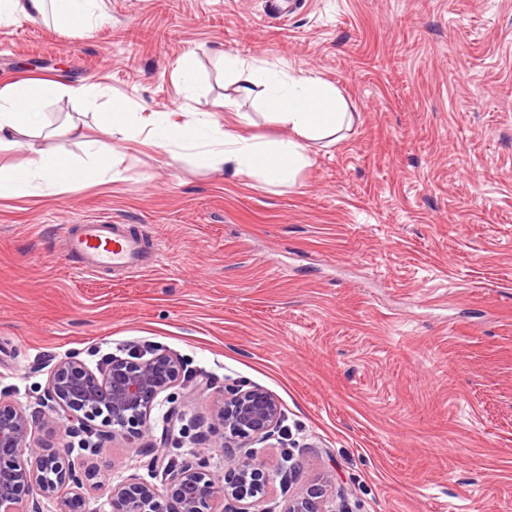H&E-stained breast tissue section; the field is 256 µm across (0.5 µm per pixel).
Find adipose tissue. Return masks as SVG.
Wrapping results in <instances>:
<instances>
[{"label":"adipose tissue","mask_w":512,"mask_h":512,"mask_svg":"<svg viewBox=\"0 0 512 512\" xmlns=\"http://www.w3.org/2000/svg\"><path fill=\"white\" fill-rule=\"evenodd\" d=\"M21 17L33 22L50 17L65 28L83 31L97 28L104 19L100 0H0L1 25ZM224 69L232 75H246L241 93L258 91L269 113L288 125L289 137L274 141L246 137L225 129L210 112L194 113L184 121L169 112H154L145 119L120 97L113 99L96 132L73 119L49 129L43 115L48 100L79 98L84 88L40 78L1 87L0 150L23 149L29 157L23 167L0 170V199L48 196L84 188L108 175L118 176L124 142L142 132L171 161L181 160L184 151L191 150L208 168L222 169L230 160L240 171L287 186L307 164L309 143L335 140L351 121L339 89L318 76L258 67L230 56L224 59ZM52 139L82 145L87 162L49 148Z\"/></svg>","instance_id":"ef3b65f1"}]
</instances>
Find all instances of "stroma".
<instances>
[{
	"label": "stroma",
	"mask_w": 512,
	"mask_h": 512,
	"mask_svg": "<svg viewBox=\"0 0 512 512\" xmlns=\"http://www.w3.org/2000/svg\"><path fill=\"white\" fill-rule=\"evenodd\" d=\"M103 13L91 31L0 25V87H85L47 103L54 125H95L115 95L179 118L231 98L250 117L240 133L287 137L258 95H238L228 54L331 82L353 119L311 143L288 187L130 141L117 180L0 199V390L42 413L57 361L94 369L148 344L211 382L187 393L164 458L202 451L223 476V449L199 441L222 389L279 398V435L254 447L263 512L326 476L336 512H512V0H103ZM185 56L192 94L175 73ZM85 220L148 234L159 264L72 272L61 232ZM35 438L97 471L82 512H108L114 482H163L125 437Z\"/></svg>",
	"instance_id": "stroma-1"
}]
</instances>
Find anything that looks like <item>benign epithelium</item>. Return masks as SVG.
<instances>
[{
	"label": "benign epithelium",
	"mask_w": 512,
	"mask_h": 512,
	"mask_svg": "<svg viewBox=\"0 0 512 512\" xmlns=\"http://www.w3.org/2000/svg\"><path fill=\"white\" fill-rule=\"evenodd\" d=\"M181 373L180 358L166 350L143 360L116 358L97 373L70 356L49 372L44 389L49 413L37 419L0 392V512H12L26 493L61 500L60 512H77L79 501L62 494L92 481L94 472L78 474L60 451L35 442L36 426L61 423L76 434L98 420L102 436L123 435L132 442L148 438L153 402L160 393L169 392L168 420L184 415L185 403L172 392L181 385ZM282 417L281 402L263 388L240 385L224 392L209 425L221 436L224 479L210 470L204 455L194 454L165 466L161 489L134 478L113 485L111 512H223V497L243 504L240 512H250L247 504L265 491L269 474L252 453L238 456L232 449L274 438ZM286 512H327L323 490L297 492Z\"/></svg>",
	"instance_id": "obj_1"
}]
</instances>
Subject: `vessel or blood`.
Returning <instances> with one entry per match:
<instances>
[{
  "label": "vessel or blood",
  "instance_id": "vessel-or-blood-1",
  "mask_svg": "<svg viewBox=\"0 0 512 512\" xmlns=\"http://www.w3.org/2000/svg\"><path fill=\"white\" fill-rule=\"evenodd\" d=\"M64 253L77 258V269L94 274L109 268L131 274L153 267L157 253L149 251L143 234L109 221H91L65 226Z\"/></svg>",
  "mask_w": 512,
  "mask_h": 512
}]
</instances>
